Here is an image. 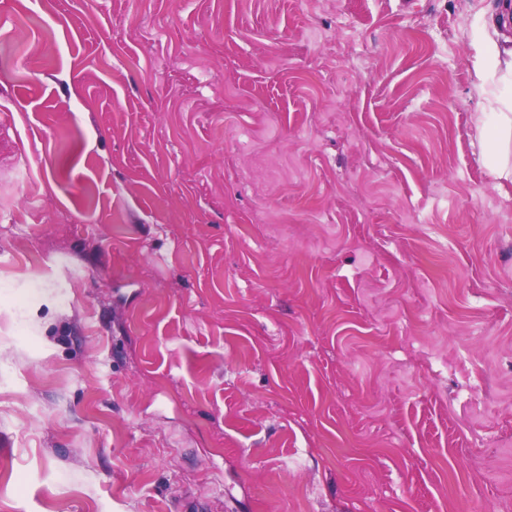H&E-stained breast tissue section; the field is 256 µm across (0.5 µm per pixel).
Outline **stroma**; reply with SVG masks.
I'll list each match as a JSON object with an SVG mask.
<instances>
[{
  "label": "stroma",
  "mask_w": 512,
  "mask_h": 512,
  "mask_svg": "<svg viewBox=\"0 0 512 512\" xmlns=\"http://www.w3.org/2000/svg\"><path fill=\"white\" fill-rule=\"evenodd\" d=\"M500 0H0V512H512ZM500 104L507 112H497L494 123L487 124L481 117L477 119L481 138L489 148V156L494 172L499 178L512 179V168L498 165V151L504 144L512 140V97L501 98ZM510 111V112H509Z\"/></svg>",
  "instance_id": "35a3bbf8"
}]
</instances>
